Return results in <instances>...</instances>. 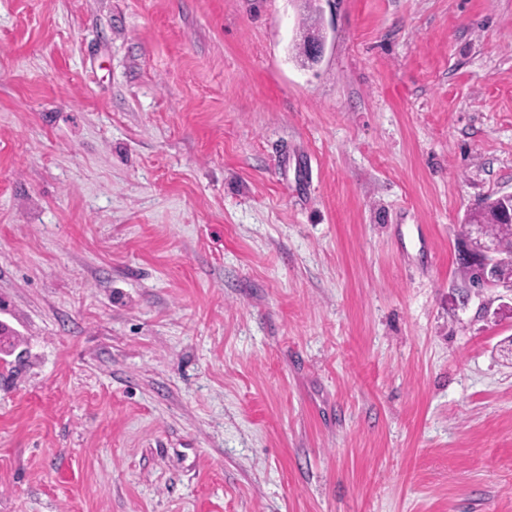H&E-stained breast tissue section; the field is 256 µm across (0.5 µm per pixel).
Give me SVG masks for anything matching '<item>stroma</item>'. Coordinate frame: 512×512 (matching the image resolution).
I'll return each mask as SVG.
<instances>
[{"label":"stroma","mask_w":512,"mask_h":512,"mask_svg":"<svg viewBox=\"0 0 512 512\" xmlns=\"http://www.w3.org/2000/svg\"><path fill=\"white\" fill-rule=\"evenodd\" d=\"M508 193L512 0H0V512H512ZM504 209L505 204L498 197H490L483 202L480 210L470 218L472 222L487 224V234L498 241L504 254H508L512 252V224H499ZM507 238H510V240L505 241ZM473 235L478 237L477 240L480 241L478 228L474 229ZM470 240L476 247H473L470 243L461 244L458 251L459 260L468 268L470 286L474 288H490L503 285V282L497 280V270L504 256L498 251L495 243L484 239L477 245L476 240ZM503 286L512 288L511 283Z\"/></svg>","instance_id":"35a3bbf8"}]
</instances>
